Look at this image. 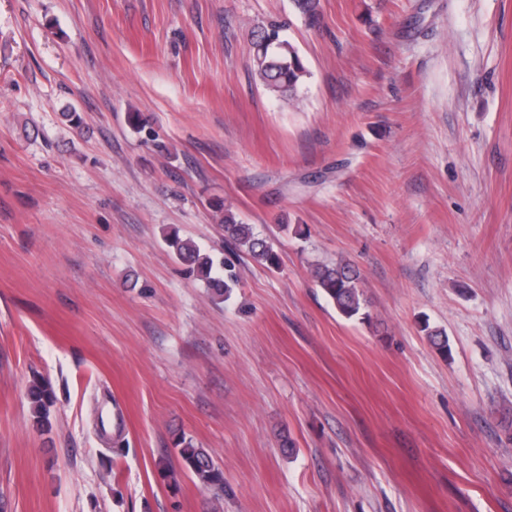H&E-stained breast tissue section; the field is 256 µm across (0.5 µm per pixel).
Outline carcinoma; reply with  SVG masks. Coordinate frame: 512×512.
<instances>
[{"label": "carcinoma", "mask_w": 512, "mask_h": 512, "mask_svg": "<svg viewBox=\"0 0 512 512\" xmlns=\"http://www.w3.org/2000/svg\"><path fill=\"white\" fill-rule=\"evenodd\" d=\"M320 0H292L294 12L309 26L320 21ZM284 24L270 21L251 31V60L255 76L262 85L276 95L286 106L296 103L299 89L308 70L297 49L283 36ZM221 225L224 236L235 248L245 251L255 260L270 268L279 266V255L274 243L267 237L256 234L252 225L237 219L235 214L224 210ZM167 244L173 249L178 261L185 264L189 272L198 275L213 290V295L224 299L233 274H224L228 264L216 261L212 255L200 248L191 238L172 235ZM312 277L327 300L343 318H366L367 301L360 288V271L349 262L318 264L312 269ZM432 345L444 356L451 354L448 336L441 330L424 327ZM28 399L33 427L46 431L50 427V408L55 402L52 383L47 378H36L28 387ZM174 447L182 461V467L196 480L200 488L212 494L215 502L224 498V471L214 458V452L194 442L185 434L178 435Z\"/></svg>", "instance_id": "1"}]
</instances>
